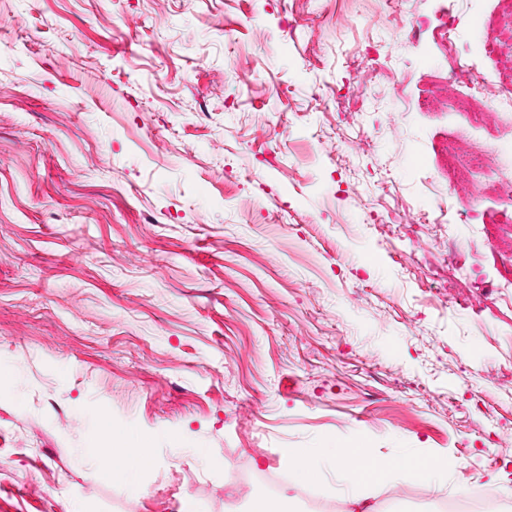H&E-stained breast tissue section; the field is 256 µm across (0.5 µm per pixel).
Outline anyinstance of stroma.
Returning a JSON list of instances; mask_svg holds the SVG:
<instances>
[{
	"label": "stroma",
	"instance_id": "stroma-1",
	"mask_svg": "<svg viewBox=\"0 0 512 512\" xmlns=\"http://www.w3.org/2000/svg\"><path fill=\"white\" fill-rule=\"evenodd\" d=\"M444 6L0 0V512H247L224 462L362 440L512 489V202L477 190L512 179V50L497 0L447 40ZM112 443V459L103 465L102 475L113 480H124L133 486L137 468L149 461L148 451L139 438L128 431L113 432ZM135 448H139V452L136 454V462H133Z\"/></svg>",
	"mask_w": 512,
	"mask_h": 512
}]
</instances>
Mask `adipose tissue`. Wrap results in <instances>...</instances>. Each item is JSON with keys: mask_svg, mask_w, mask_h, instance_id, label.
<instances>
[{"mask_svg": "<svg viewBox=\"0 0 512 512\" xmlns=\"http://www.w3.org/2000/svg\"><path fill=\"white\" fill-rule=\"evenodd\" d=\"M112 457L106 461L104 477L134 482L136 470L149 461L147 449L139 438L128 431L112 435ZM288 462L294 470V486L313 481L327 466L333 467L340 480L339 491L352 504V512H375L366 498L356 495L358 486L380 482L387 475H397L404 483H418L436 493L460 494V486L451 483L448 471L440 463L421 457L412 449H403L399 455L382 458L369 449L356 448H292Z\"/></svg>", "mask_w": 512, "mask_h": 512, "instance_id": "adipose-tissue-1", "label": "adipose tissue"}]
</instances>
